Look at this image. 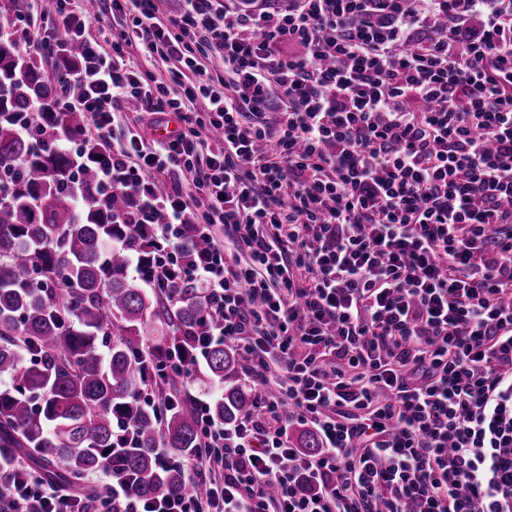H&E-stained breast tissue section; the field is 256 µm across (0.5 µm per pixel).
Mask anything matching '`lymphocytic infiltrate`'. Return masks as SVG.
I'll return each instance as SVG.
<instances>
[{
    "label": "lymphocytic infiltrate",
    "instance_id": "1",
    "mask_svg": "<svg viewBox=\"0 0 512 512\" xmlns=\"http://www.w3.org/2000/svg\"><path fill=\"white\" fill-rule=\"evenodd\" d=\"M53 2L5 29L83 84L56 105L88 115L71 151L98 147L121 223L156 244L139 281L204 288L219 320L195 355L238 343L267 393L231 428L196 401L189 490L143 499L116 476L93 502L15 461L0 512H512V0H181L164 20L155 0ZM147 367L141 398L166 409L186 358Z\"/></svg>",
    "mask_w": 512,
    "mask_h": 512
}]
</instances>
